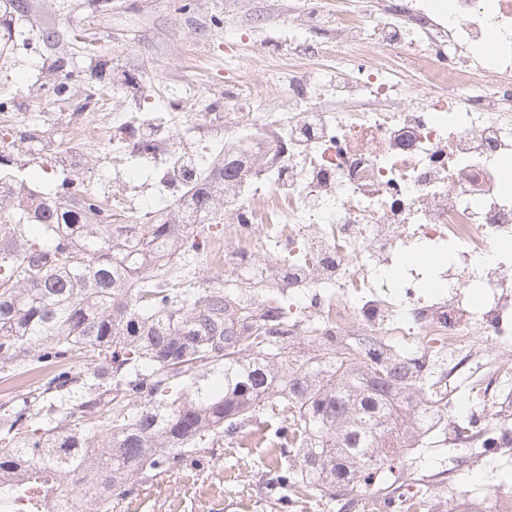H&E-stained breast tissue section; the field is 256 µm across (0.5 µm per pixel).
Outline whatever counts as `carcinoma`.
Here are the masks:
<instances>
[{
  "label": "carcinoma",
  "instance_id": "carcinoma-1",
  "mask_svg": "<svg viewBox=\"0 0 512 512\" xmlns=\"http://www.w3.org/2000/svg\"><path fill=\"white\" fill-rule=\"evenodd\" d=\"M0 174V370L59 364L37 393L0 418V503L10 512H114L145 473L173 470L202 446L271 410L282 461L267 471L270 508L294 496L332 500L399 467L389 437L420 423L424 362L384 350L354 365L321 336L293 367L277 340L284 308L240 290L201 294L170 273L224 220V166L209 169L184 208L151 224L112 210L64 179L58 208L9 204ZM257 272L250 287L277 289ZM78 353L100 362L73 369ZM180 395L163 398L171 382Z\"/></svg>",
  "mask_w": 512,
  "mask_h": 512
}]
</instances>
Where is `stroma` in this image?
Instances as JSON below:
<instances>
[{"instance_id":"stroma-1","label":"stroma","mask_w":512,"mask_h":512,"mask_svg":"<svg viewBox=\"0 0 512 512\" xmlns=\"http://www.w3.org/2000/svg\"><path fill=\"white\" fill-rule=\"evenodd\" d=\"M332 22L324 11L313 20L289 14L288 0H36L19 28L54 31L59 54H72L68 40L74 27L107 48L112 77L103 84L106 110L132 119L152 112L165 135L179 129L172 115L186 116L204 104L220 112L236 99L256 112L271 105L287 111V99L274 93L288 82L286 62L295 50L291 32L304 27L305 40L321 42L335 61L342 51L325 34ZM258 46L275 64L253 72L249 60ZM244 72L249 79L243 84L239 76ZM0 136L16 141L12 172L36 188L56 183L54 150L31 151L20 126L0 127ZM54 372L51 366L20 375L0 372V407L9 408ZM257 426V421L245 422L234 437L206 445L199 460L140 477L117 512H271L264 485L269 456L255 444ZM456 454L436 436L402 450L400 473L408 493L447 470Z\"/></svg>"}]
</instances>
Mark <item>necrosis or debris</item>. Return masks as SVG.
<instances>
[{"label": "necrosis or debris", "instance_id": "1", "mask_svg": "<svg viewBox=\"0 0 512 512\" xmlns=\"http://www.w3.org/2000/svg\"><path fill=\"white\" fill-rule=\"evenodd\" d=\"M330 34L354 71L323 88L317 43L288 59V111L238 112L225 138L247 147L229 181L224 239L247 257L239 278L288 248L295 316L315 336H362L398 356L420 342L448 356L449 393L475 399L433 430L451 447L512 455V413L460 421L512 394V0H358ZM188 124L155 143L148 196L116 195L102 172L61 168L111 196L130 223L155 217L189 174L219 161ZM432 284V301L415 290ZM486 337L477 350L473 339Z\"/></svg>", "mask_w": 512, "mask_h": 512}]
</instances>
